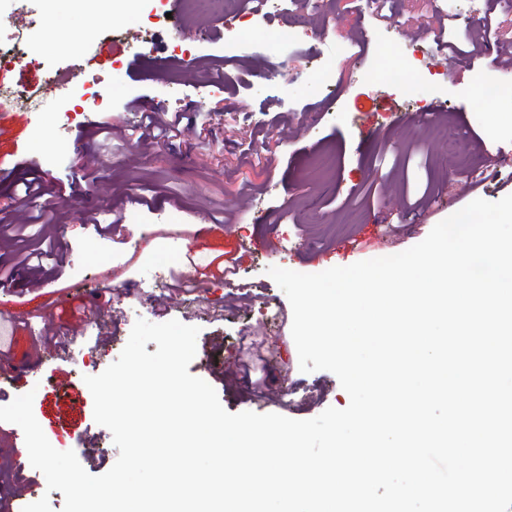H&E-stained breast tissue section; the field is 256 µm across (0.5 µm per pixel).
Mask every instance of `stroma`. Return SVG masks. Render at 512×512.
Wrapping results in <instances>:
<instances>
[{
    "label": "stroma",
    "instance_id": "obj_1",
    "mask_svg": "<svg viewBox=\"0 0 512 512\" xmlns=\"http://www.w3.org/2000/svg\"><path fill=\"white\" fill-rule=\"evenodd\" d=\"M235 9L233 26L219 27L170 0H141L106 26L82 0H0V86L28 99L0 111V208L17 219L12 196L39 180L67 253L40 290L17 277L8 309L28 314L29 328L61 334L70 309L85 307L74 338L83 360L43 356L27 385L48 441L74 451L93 475L107 472L119 450L94 420L84 378L117 360L136 319L199 327L188 371L228 412L305 420L343 409L349 396L333 373L300 371L291 305L268 268L318 273L399 253L474 199L512 194V167L481 175L485 149L512 143V111L477 94L486 79L512 83V72L465 59L446 75L424 35L442 27L449 41L466 40L488 17L497 44L512 48V0H391L381 17L365 0H237ZM270 28L294 37L270 46ZM383 40L398 44L392 62L413 74L402 85L370 76ZM354 43L359 52L345 53ZM330 44L338 50L334 87L312 75ZM283 59L303 78L278 74ZM67 72L71 94L50 92ZM96 82L102 104L80 106ZM151 111L187 117L179 136L146 151L133 133ZM428 112L445 119L447 142L423 123ZM99 121L113 128L112 144L91 136ZM415 187L429 189L432 206L409 216ZM91 209L103 221L121 216L124 234L100 235L87 220ZM170 215L187 226L202 215L224 226L180 243L199 261L191 296L150 273L168 258L157 231ZM242 241L252 242L250 252L239 251ZM229 258L238 277L227 282L218 266ZM108 264L120 269L112 290L92 278ZM99 296L115 311L106 324L92 305ZM11 486L15 499L45 496L62 512V493L48 491L33 467Z\"/></svg>",
    "mask_w": 512,
    "mask_h": 512
}]
</instances>
